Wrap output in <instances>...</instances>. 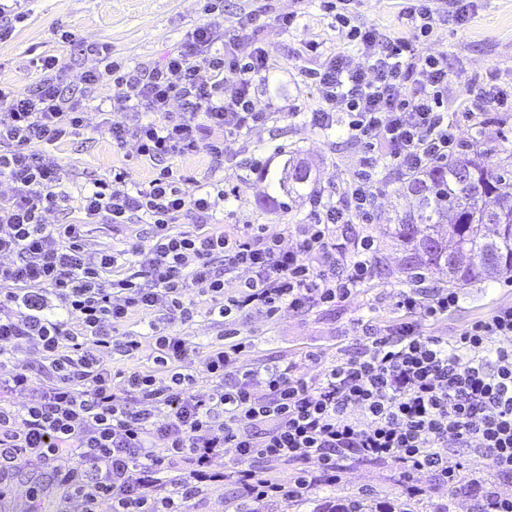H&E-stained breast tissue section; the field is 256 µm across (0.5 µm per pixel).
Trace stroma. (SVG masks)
Masks as SVG:
<instances>
[{
    "label": "stroma",
    "instance_id": "obj_1",
    "mask_svg": "<svg viewBox=\"0 0 512 512\" xmlns=\"http://www.w3.org/2000/svg\"><path fill=\"white\" fill-rule=\"evenodd\" d=\"M207 0H23L25 15L13 36L0 42V83L19 89L32 87L39 78L36 59L53 55L68 82H78L88 64L82 46L88 41L111 45L115 59L135 65L142 61L163 60L179 46L187 34L207 18ZM281 13H296L298 23L290 32L272 25L260 33L276 67L261 84L256 96L257 108L267 102L283 105L284 112L274 124L253 134L248 140L227 143L222 158L199 154L177 157L172 165L177 172L191 175L185 183L187 193L197 186L233 183L239 186L238 199L225 203L214 217L224 230L237 224H264L279 231L286 215L304 218L309 204L301 198L291 210H283L270 198L269 184L278 176L287 157L308 161L318 187L340 194L347 187L360 157L359 148L342 132L324 133L309 122V114L319 105L315 85L306 81L299 69L312 66V59L300 52L309 41L320 42L323 49L345 47V29L323 12L317 0H274ZM70 32L69 43H61V32ZM430 49L448 54V95L456 98L474 88L488 71L512 77V0H480L475 17L467 25L455 21L438 26ZM99 114H91V129L54 146L53 151L67 170L65 189L79 197L93 179L111 177L113 169L131 171L137 181L150 175L148 166L137 159L134 145L118 149L103 132L96 130ZM466 138L474 149L485 153L489 163L505 161L512 154V112L499 114L497 124L463 125ZM383 197L376 223L352 224L353 238L372 237L375 241L376 275L353 300L333 306L317 307L303 313H283L276 321L251 318L248 331L255 334L257 347L252 359L258 364L301 359L315 353L325 360L336 359L351 343L358 319L380 325L395 316L393 296L407 287L412 274L406 253L392 237L390 227L396 215L409 211V198L397 192L403 179L394 168L378 171ZM458 308L447 318L423 323L427 335L452 336L473 318L488 314L502 304H512V284L499 277L460 287ZM470 482L453 503V512H473V503L487 487L512 494V478H503L488 465L472 470ZM415 485L419 496H410L406 483L400 481L389 464H355L348 467L327 490L328 499H392L406 512H432L448 491L419 474Z\"/></svg>",
    "mask_w": 512,
    "mask_h": 512
}]
</instances>
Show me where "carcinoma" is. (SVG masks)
I'll return each mask as SVG.
<instances>
[{
	"label": "carcinoma",
	"mask_w": 512,
	"mask_h": 512,
	"mask_svg": "<svg viewBox=\"0 0 512 512\" xmlns=\"http://www.w3.org/2000/svg\"><path fill=\"white\" fill-rule=\"evenodd\" d=\"M309 183L310 166L288 159L274 186L293 200ZM403 194L414 202L396 217L393 235L421 264L447 269L460 286L512 277L511 163L493 167L465 151L407 179Z\"/></svg>",
	"instance_id": "carcinoma-1"
}]
</instances>
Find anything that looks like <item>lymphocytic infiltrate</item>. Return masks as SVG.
<instances>
[{"label":"lymphocytic infiltrate","instance_id":"obj_1","mask_svg":"<svg viewBox=\"0 0 512 512\" xmlns=\"http://www.w3.org/2000/svg\"><path fill=\"white\" fill-rule=\"evenodd\" d=\"M352 3L320 0L364 64L333 51L306 74L321 102L313 125L343 122L364 154L339 198L314 193L307 217L276 233L263 224L206 230L227 189L186 193L169 164L222 157L225 140L280 117L275 103L260 111L254 102L274 68L257 29L285 32L296 21L270 0L240 11L229 30L214 18L223 0H209L210 20L160 61L131 67L92 41L80 86L49 56L32 88L0 87V501L22 473L42 476L12 512H199L227 482L237 512H264L314 500L357 463L442 486L461 483L479 459L512 476L511 303L457 335L428 336L421 322L447 317L459 295L425 287L420 274L396 293L387 324H362L337 359L310 356L315 373L294 360L250 361V317L345 302L373 278V241L344 227L374 223L379 164L410 174L447 162L470 147L459 118L491 124L512 111V84L493 72L477 90L483 107L449 102L448 57L422 47L443 14L467 24L477 0H399L395 34L353 24ZM102 87L113 146L135 143L152 175L137 185L122 168L94 180L79 200L83 221L70 222L67 173L49 148L88 128L86 100ZM214 129L223 139H211ZM183 215L194 229L175 230ZM141 223L148 232L126 248L86 247L87 225ZM202 302L224 323L221 344L182 330ZM136 315L148 321L153 365L112 370L105 355L139 354L125 329ZM272 462L291 473L273 477Z\"/></svg>","mask_w":512,"mask_h":512}]
</instances>
